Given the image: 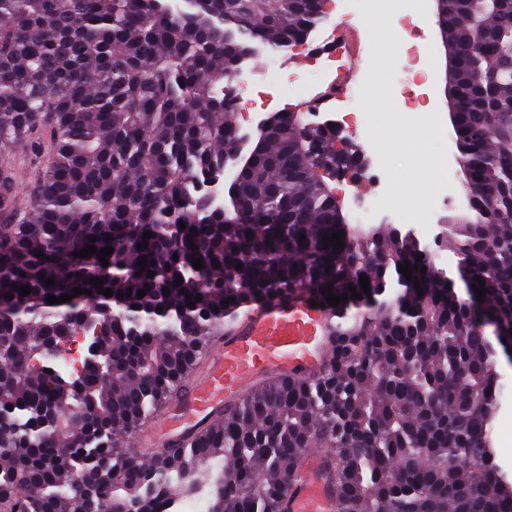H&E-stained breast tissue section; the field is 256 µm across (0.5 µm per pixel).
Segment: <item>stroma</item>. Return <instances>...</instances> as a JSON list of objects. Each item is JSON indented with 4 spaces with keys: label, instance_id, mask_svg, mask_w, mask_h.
Masks as SVG:
<instances>
[{
    "label": "stroma",
    "instance_id": "obj_1",
    "mask_svg": "<svg viewBox=\"0 0 512 512\" xmlns=\"http://www.w3.org/2000/svg\"><path fill=\"white\" fill-rule=\"evenodd\" d=\"M337 14L326 16L311 33L308 43L277 51V64L266 71V78L286 79L294 75L288 87L286 100L290 111L298 113L303 122L313 125H341L342 115L326 109L309 107L308 101L326 79V63L316 53L329 35L333 25L347 22L359 24L367 16L369 0H339ZM420 37L416 44L421 61L430 63L432 71L420 86L421 103L412 107L403 99L385 103L371 95L363 98L351 109L357 114L362 134L353 136L352 145L362 157L363 169L357 178L335 182L336 195L344 212L353 224H390L401 234H410L425 240L436 236L441 225L452 222L465 210L466 197L461 184L459 167L452 159L456 145L451 126L445 125L448 106L445 96V49L435 14L415 20ZM397 16H389L382 32H372L366 38L367 49L361 57L357 77L361 83H370L372 70L382 65L395 71L406 62V39L400 38ZM397 136L410 142L423 144L430 152L447 157V175L433 180L425 196L397 205L390 211L374 210L363 213L362 203L374 196L370 183L375 172H382L383 186L394 185L396 179L416 169L419 158L410 152L385 150L387 137Z\"/></svg>",
    "mask_w": 512,
    "mask_h": 512
}]
</instances>
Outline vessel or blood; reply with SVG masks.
I'll return each instance as SVG.
<instances>
[{"label": "vessel or blood", "mask_w": 512, "mask_h": 512, "mask_svg": "<svg viewBox=\"0 0 512 512\" xmlns=\"http://www.w3.org/2000/svg\"><path fill=\"white\" fill-rule=\"evenodd\" d=\"M333 321L331 312L312 307L301 295L249 306L208 354L205 371L192 376L188 389L138 431L137 447L165 451L264 376L318 373L327 361ZM288 510L336 512V497L326 481L320 449L307 453L303 476L288 499Z\"/></svg>", "instance_id": "vessel-or-blood-1"}]
</instances>
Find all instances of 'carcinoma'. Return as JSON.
Instances as JSON below:
<instances>
[{
	"mask_svg": "<svg viewBox=\"0 0 512 512\" xmlns=\"http://www.w3.org/2000/svg\"><path fill=\"white\" fill-rule=\"evenodd\" d=\"M320 2L0 0V148L14 151L0 156V186L33 174L28 205L0 224V512H76L81 497L102 512L193 497L209 512H288L310 448L325 452L337 512L512 505L487 435L496 360L512 345V15L498 0L438 2L472 201L441 245L467 287L484 285L503 332L493 341L417 239L348 222L330 180L355 173L358 153L332 128L277 113L227 199L211 195L224 158L244 152L241 57L305 39ZM340 231L342 250L322 246ZM90 244L113 247L108 267L73 256ZM405 263L426 271L409 281ZM328 284L361 299L334 307L325 369L261 380L168 453L125 450L251 303L304 293L326 305ZM76 288L92 294L46 302ZM83 323L108 338L65 373L62 338Z\"/></svg>",
	"mask_w": 512,
	"mask_h": 512,
	"instance_id": "1",
	"label": "carcinoma"
}]
</instances>
